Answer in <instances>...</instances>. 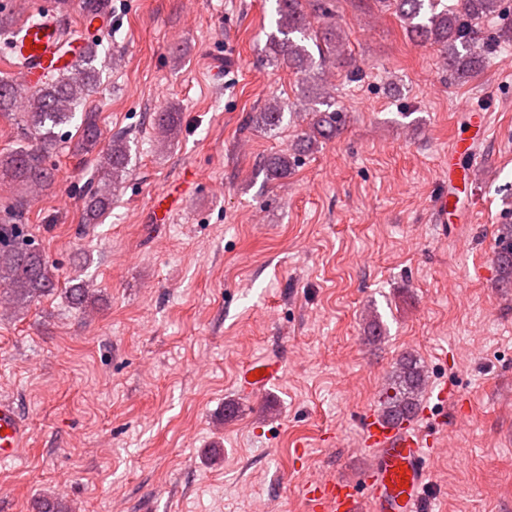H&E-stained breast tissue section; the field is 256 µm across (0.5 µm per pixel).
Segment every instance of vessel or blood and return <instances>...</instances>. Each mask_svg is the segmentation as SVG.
Instances as JSON below:
<instances>
[{
    "mask_svg": "<svg viewBox=\"0 0 512 512\" xmlns=\"http://www.w3.org/2000/svg\"><path fill=\"white\" fill-rule=\"evenodd\" d=\"M40 23L23 29L20 35L5 37L4 42L15 60L13 71L25 88H35L39 78L61 53L60 28L51 0H43ZM469 136L453 137L448 146V188L433 202V221L445 223L448 201L459 187L455 168L459 154H468L471 168H478L477 145L489 132V115L476 110L470 116ZM282 370L280 361L254 362L241 375L243 390L258 393L276 379ZM365 443L372 448V461L358 473L343 479H326L307 484L304 495L311 512H425L432 500L429 475L437 442L429 430L412 422L394 423L374 412H367L362 423ZM28 427L14 403L0 398V462L14 460L24 449Z\"/></svg>",
    "mask_w": 512,
    "mask_h": 512,
    "instance_id": "obj_1",
    "label": "vessel or blood"
}]
</instances>
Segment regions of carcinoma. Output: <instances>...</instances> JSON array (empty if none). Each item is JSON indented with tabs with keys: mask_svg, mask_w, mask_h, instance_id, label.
Here are the masks:
<instances>
[{
	"mask_svg": "<svg viewBox=\"0 0 512 512\" xmlns=\"http://www.w3.org/2000/svg\"><path fill=\"white\" fill-rule=\"evenodd\" d=\"M330 0H276V30L269 36L267 61L299 76L298 111L307 113L308 122L296 136L288 153L275 154L263 162L272 179L288 175L298 157L318 149L334 135L343 122L322 83L320 66L324 62L341 64L349 57L344 33L326 21ZM393 13L410 38L434 46L447 61L448 70L466 79L480 71L486 56L478 51L482 42L512 41V27L502 28L489 37L482 23L496 17L504 0H457L446 5L442 0H388ZM83 11L95 18L110 12L109 0H82ZM317 53H312L308 43ZM98 45H86L70 66L54 72L32 91L25 105L26 134L36 147L21 145L0 154V177H8L27 187L46 186L54 179L46 165L45 153L55 145V129L70 123L89 96L100 86L97 66ZM17 99L12 84L0 77V113L9 114ZM292 106L277 98L268 101L248 117L250 124L269 132L277 130L284 112ZM81 113V112H79ZM165 137L176 134L177 125L170 112L155 115ZM70 150L75 155L96 154L100 178L84 200V224H94L112 205V189L126 172L130 147L125 135L116 133L101 145L97 113H81L80 135ZM493 262L502 283L512 288V224H504L493 249ZM57 265L35 244L25 224V209L14 204L0 211V291L7 294L12 309H24L51 292L57 279ZM424 367L411 353L401 356L395 376L379 395V413L390 421L413 419L419 410V397L425 386Z\"/></svg>",
	"mask_w": 512,
	"mask_h": 512,
	"instance_id": "1",
	"label": "carcinoma"
}]
</instances>
